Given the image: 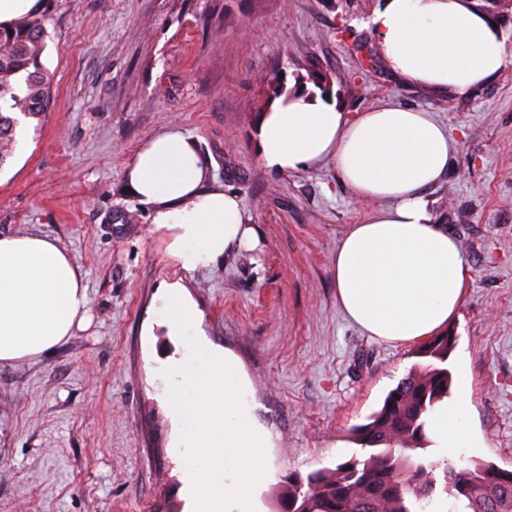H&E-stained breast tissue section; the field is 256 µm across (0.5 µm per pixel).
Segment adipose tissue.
<instances>
[{
    "instance_id": "adipose-tissue-1",
    "label": "adipose tissue",
    "mask_w": 512,
    "mask_h": 512,
    "mask_svg": "<svg viewBox=\"0 0 512 512\" xmlns=\"http://www.w3.org/2000/svg\"><path fill=\"white\" fill-rule=\"evenodd\" d=\"M368 26L388 69L432 93L483 86L512 65L498 27L470 0H382ZM456 147L433 113L383 105L350 114L317 90L274 98L259 114L257 153L265 168L288 173L333 159L352 197L370 204L336 249L333 280L349 320L380 339L411 344L433 336L463 301L471 266L424 196L447 173ZM126 175L182 271L257 247L243 200L208 188L207 162L180 129L151 136ZM164 289L167 322L195 332L198 314L182 280ZM89 322L69 252L47 237L0 236V364L39 356ZM469 400L463 379L454 404L435 410L431 436L443 455L481 448Z\"/></svg>"
}]
</instances>
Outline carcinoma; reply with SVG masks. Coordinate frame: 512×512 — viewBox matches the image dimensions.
<instances>
[{
  "instance_id": "1",
  "label": "carcinoma",
  "mask_w": 512,
  "mask_h": 512,
  "mask_svg": "<svg viewBox=\"0 0 512 512\" xmlns=\"http://www.w3.org/2000/svg\"><path fill=\"white\" fill-rule=\"evenodd\" d=\"M41 19L25 15L0 28V167L13 153L19 113L41 120L54 75L43 65ZM268 98L286 92L273 71L263 80ZM453 336L443 333L419 350L426 364L386 395L382 406L354 430L356 449L326 471L288 483L285 512H433L441 492L456 512H512V471L492 462L434 461L424 452L438 403L450 394L447 367Z\"/></svg>"
}]
</instances>
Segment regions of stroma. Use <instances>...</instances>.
<instances>
[{"mask_svg":"<svg viewBox=\"0 0 512 512\" xmlns=\"http://www.w3.org/2000/svg\"><path fill=\"white\" fill-rule=\"evenodd\" d=\"M378 0H45L42 121L0 167V236L54 239L74 258L92 321L50 351L0 364V512H190L162 371L188 353L160 317L184 278L200 328L238 360L253 417L273 437L262 512L288 477L335 467L353 429L417 364L416 344L371 336L344 314L336 249L367 207L332 160L279 173L258 159L262 80L315 67L348 112L435 113L456 141L425 198L472 270L448 327L452 373L471 382L467 461L512 469V67L435 96L388 70L366 22ZM193 137L209 185L238 194L259 245L182 274L125 171L146 138Z\"/></svg>","mask_w":512,"mask_h":512,"instance_id":"stroma-1","label":"stroma"}]
</instances>
